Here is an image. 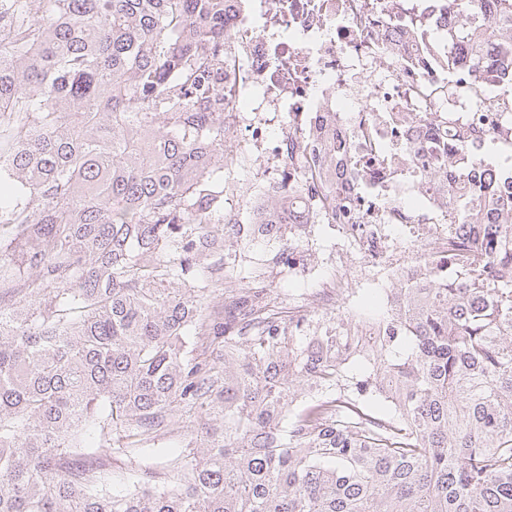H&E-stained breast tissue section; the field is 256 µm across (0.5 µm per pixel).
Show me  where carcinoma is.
Here are the masks:
<instances>
[{
  "mask_svg": "<svg viewBox=\"0 0 512 512\" xmlns=\"http://www.w3.org/2000/svg\"><path fill=\"white\" fill-rule=\"evenodd\" d=\"M460 10L448 75L511 94L512 0ZM222 47L224 0H0V512H512V172L448 124L467 267L293 319L269 279L313 252L241 245L333 218L224 223ZM183 422L180 425H184V428L173 429L172 427L163 428L158 434V445L157 448H185V445L189 441L190 437L196 436V432H193L191 435V430H193V425L195 423H191L190 421L194 420V416L188 417L187 415H183ZM192 425V428L190 426ZM188 426V428H186Z\"/></svg>",
  "mask_w": 512,
  "mask_h": 512,
  "instance_id": "obj_1",
  "label": "carcinoma"
}]
</instances>
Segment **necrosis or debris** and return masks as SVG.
Segmentation results:
<instances>
[{"instance_id":"necrosis-or-debris-1","label":"necrosis or debris","mask_w":512,"mask_h":512,"mask_svg":"<svg viewBox=\"0 0 512 512\" xmlns=\"http://www.w3.org/2000/svg\"><path fill=\"white\" fill-rule=\"evenodd\" d=\"M451 0H226V159H247L263 194L319 197L335 177L347 188L337 231L340 255L364 266V285L386 292L414 281L422 265L447 274L458 248L430 168L446 148L416 118L447 125L452 112H481L486 92H449L433 53ZM346 140L341 169L319 143L302 157L288 143L307 139L321 113ZM279 138H271L272 127Z\"/></svg>"}]
</instances>
